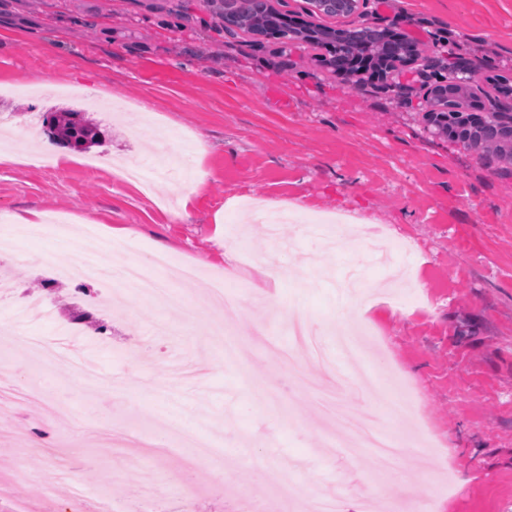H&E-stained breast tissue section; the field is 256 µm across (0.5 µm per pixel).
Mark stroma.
Masks as SVG:
<instances>
[{
	"label": "stroma",
	"instance_id": "35a3bbf8",
	"mask_svg": "<svg viewBox=\"0 0 512 512\" xmlns=\"http://www.w3.org/2000/svg\"><path fill=\"white\" fill-rule=\"evenodd\" d=\"M366 11L369 24H400L427 46L428 79L411 66L386 80L342 77L327 50L227 35L208 0H0V114L29 130L0 137L14 155L0 160V235L16 216L63 214L73 250L94 233L118 239L121 260L149 269L157 255L182 257L204 278L223 276L225 243L250 253L237 260L243 293L229 310L185 283L168 306L130 294L76 323L97 282L44 287L26 258L56 239L16 238L15 257L0 255L17 285L0 300V329L51 344L73 325L117 384L73 385L0 343V384L23 395L0 429V512H73L101 493L122 512L146 488L160 512H239L243 493L265 512L279 501L274 468L312 492L339 484L345 512L373 482L399 489L404 506L431 493L435 512H512V165L439 135L420 105L451 61L512 77V0H370ZM65 109L97 126L86 153L109 166L24 163ZM170 136L191 174L208 176L186 207L178 171L144 182L114 173ZM296 210L319 223L292 222ZM335 219L349 238L331 232ZM32 293L47 296L44 317L30 316ZM295 318L331 347L330 366L300 354L291 367L265 347L267 337L292 347ZM201 321L223 322L227 340L197 342L187 327ZM330 368L347 370L348 403L399 437L428 429V448L406 447L379 478L371 449L339 459L336 426L309 388ZM390 379L413 391L407 419L389 413ZM47 387L71 418L46 422ZM179 427L220 459L185 469L195 457ZM106 433L144 445L105 448ZM158 439L160 454L147 448Z\"/></svg>",
	"mask_w": 512,
	"mask_h": 512
}]
</instances>
